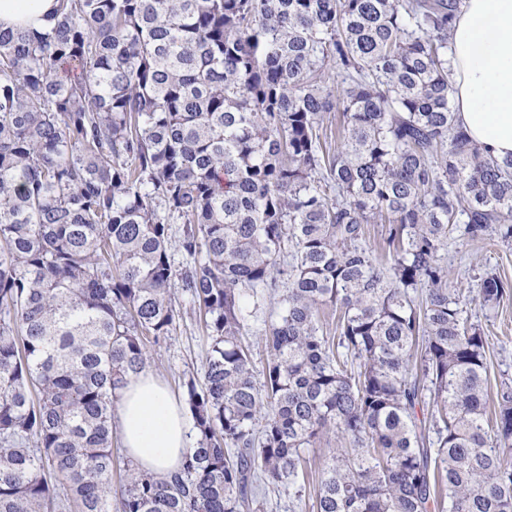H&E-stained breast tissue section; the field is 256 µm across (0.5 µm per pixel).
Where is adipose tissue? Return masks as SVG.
<instances>
[{"label": "adipose tissue", "instance_id": "obj_1", "mask_svg": "<svg viewBox=\"0 0 512 512\" xmlns=\"http://www.w3.org/2000/svg\"><path fill=\"white\" fill-rule=\"evenodd\" d=\"M57 0H0V28L37 27ZM453 105L470 139L496 157L512 154V0H465L451 36ZM116 426L142 470L165 476L189 446L182 402L150 372L123 389Z\"/></svg>", "mask_w": 512, "mask_h": 512}]
</instances>
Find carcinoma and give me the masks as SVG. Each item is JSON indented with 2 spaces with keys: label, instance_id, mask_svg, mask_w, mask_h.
<instances>
[{
  "label": "carcinoma",
  "instance_id": "carcinoma-1",
  "mask_svg": "<svg viewBox=\"0 0 512 512\" xmlns=\"http://www.w3.org/2000/svg\"><path fill=\"white\" fill-rule=\"evenodd\" d=\"M57 2L0 29V512L258 510L255 473L294 483L331 427L350 447L314 512H512V389L486 419L487 337L442 258L457 228L512 241V156L452 107L462 0ZM177 289L211 337L196 442L116 492L115 407ZM269 311L261 312L258 314L257 322L255 324V327L253 329V333L249 336H244V342L246 345L249 346L250 350L253 353L254 356V362H255V372L257 376L258 383H262V367L264 364V352H263V344H262V336L260 335L261 329L264 328V321L268 320L269 317Z\"/></svg>",
  "mask_w": 512,
  "mask_h": 512
}]
</instances>
